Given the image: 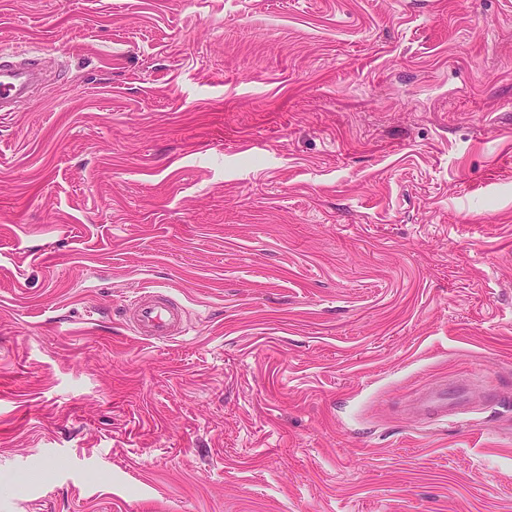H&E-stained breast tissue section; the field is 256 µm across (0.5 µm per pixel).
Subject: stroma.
Instances as JSON below:
<instances>
[{"label": "stroma", "mask_w": 512, "mask_h": 512, "mask_svg": "<svg viewBox=\"0 0 512 512\" xmlns=\"http://www.w3.org/2000/svg\"><path fill=\"white\" fill-rule=\"evenodd\" d=\"M0 48L44 72L0 117V512H512V0H0ZM187 311L168 294L139 292L127 308V324L137 336L172 340L186 332ZM467 401L448 402L447 389L427 388L419 391L411 401V409L425 418H448L467 413Z\"/></svg>", "instance_id": "obj_1"}]
</instances>
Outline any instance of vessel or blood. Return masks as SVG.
I'll use <instances>...</instances> for the list:
<instances>
[{
  "instance_id": "vessel-or-blood-1",
  "label": "vessel or blood",
  "mask_w": 512,
  "mask_h": 512,
  "mask_svg": "<svg viewBox=\"0 0 512 512\" xmlns=\"http://www.w3.org/2000/svg\"><path fill=\"white\" fill-rule=\"evenodd\" d=\"M26 86V73L9 61L0 62V112L13 111ZM187 311L168 294L158 291L138 293L127 308V324L135 335L157 340H172L185 334ZM411 409L425 418H445L466 414L467 404L452 402L447 390L427 388L419 391Z\"/></svg>"
}]
</instances>
